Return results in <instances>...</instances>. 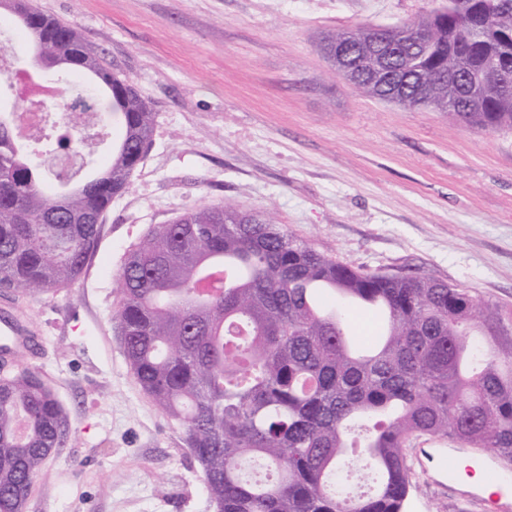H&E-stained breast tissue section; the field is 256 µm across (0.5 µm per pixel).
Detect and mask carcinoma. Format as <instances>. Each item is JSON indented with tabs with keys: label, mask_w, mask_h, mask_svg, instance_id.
Returning a JSON list of instances; mask_svg holds the SVG:
<instances>
[{
	"label": "carcinoma",
	"mask_w": 512,
	"mask_h": 512,
	"mask_svg": "<svg viewBox=\"0 0 512 512\" xmlns=\"http://www.w3.org/2000/svg\"><path fill=\"white\" fill-rule=\"evenodd\" d=\"M37 58L89 76L109 100L112 152L54 189L0 112V288L44 294L82 276L112 199L152 144L154 115L79 31L12 0ZM433 37L420 41V31ZM395 46L392 78L372 80L364 48ZM350 56L357 91L411 110L512 128V0H443L392 28L329 35ZM500 74L471 108L467 75ZM459 80L448 96V77ZM115 314L141 389L178 422L217 512H403L406 448L423 435L488 448L512 462V308L443 279L353 268L283 226L232 205L193 207L157 224L119 271ZM362 305L386 313L384 336L354 347ZM69 426L34 368L0 383V512H24L32 480L67 447ZM366 466L369 489H347Z\"/></svg>",
	"instance_id": "1"
}]
</instances>
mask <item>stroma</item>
Returning a JSON list of instances; mask_svg holds the SVG:
<instances>
[{"label": "stroma", "instance_id": "35a3bbf8", "mask_svg": "<svg viewBox=\"0 0 512 512\" xmlns=\"http://www.w3.org/2000/svg\"><path fill=\"white\" fill-rule=\"evenodd\" d=\"M79 29L155 114L152 144L105 213L83 277L7 303L18 350L63 406L70 441L25 512H215L180 426L137 384L114 314L117 274L153 225L202 205L271 216L355 268L418 272L512 306V130L355 94L326 34L393 27L437 0H34ZM421 437L405 512H493L463 480L438 488Z\"/></svg>", "mask_w": 512, "mask_h": 512}]
</instances>
